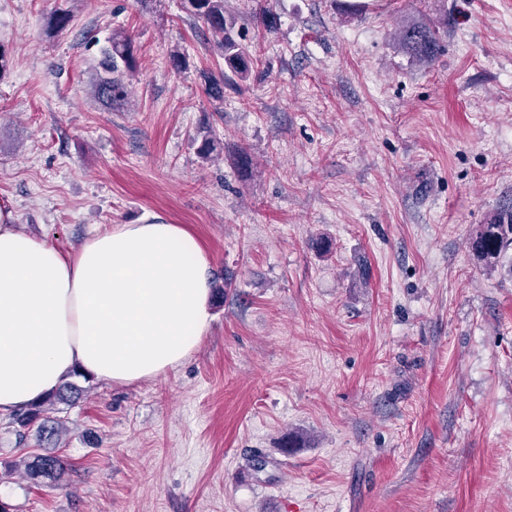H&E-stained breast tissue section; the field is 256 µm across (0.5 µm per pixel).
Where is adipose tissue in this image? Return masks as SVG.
Here are the masks:
<instances>
[{
    "label": "adipose tissue",
    "instance_id": "1",
    "mask_svg": "<svg viewBox=\"0 0 512 512\" xmlns=\"http://www.w3.org/2000/svg\"><path fill=\"white\" fill-rule=\"evenodd\" d=\"M208 269L177 224H114L65 253L0 215V416L73 370L131 385L179 367L212 321Z\"/></svg>",
    "mask_w": 512,
    "mask_h": 512
}]
</instances>
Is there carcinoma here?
Listing matches in <instances>:
<instances>
[{"mask_svg":"<svg viewBox=\"0 0 512 512\" xmlns=\"http://www.w3.org/2000/svg\"><path fill=\"white\" fill-rule=\"evenodd\" d=\"M184 9L190 17L208 26L215 36V44L227 67L238 76H248L253 58L251 53L234 37L236 18L224 12V0H183ZM72 15L67 11L54 13L47 22L48 32L60 34L67 30ZM399 41L404 49L420 60L433 58L440 48V33L437 27L425 21L411 22L399 29ZM124 66L126 74L119 73ZM101 74L93 84L94 95L107 107H118L131 92L130 79L134 77L136 65L131 55L128 37L122 32L112 34L110 47L103 51ZM469 249L473 256L489 266H496L509 259L512 274V210L501 211L491 216L486 223L478 225L469 237ZM80 394L78 386L63 380L60 386L29 408L11 416L10 424L17 432L37 426L40 440L53 441L63 428L60 419L49 416L57 406L69 402ZM26 477L40 483L48 480L57 483L63 478L66 464L59 455L49 452L36 454L23 461Z\"/></svg>","mask_w":512,"mask_h":512,"instance_id":"cac0c4a2","label":"carcinoma"}]
</instances>
